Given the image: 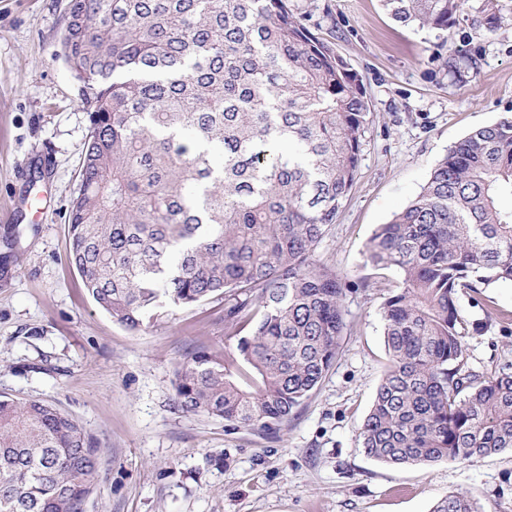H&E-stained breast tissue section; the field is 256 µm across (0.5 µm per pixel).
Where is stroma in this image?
Instances as JSON below:
<instances>
[{
  "instance_id": "stroma-1",
  "label": "stroma",
  "mask_w": 512,
  "mask_h": 512,
  "mask_svg": "<svg viewBox=\"0 0 512 512\" xmlns=\"http://www.w3.org/2000/svg\"><path fill=\"white\" fill-rule=\"evenodd\" d=\"M482 0L452 27L393 21L381 0H288L361 75L370 107L356 183L317 248L344 288L339 355L274 435L233 431L181 410L176 373L204 346L224 350V301L130 331L87 296L67 260L89 116L64 59L68 0H0V395L68 412L103 450L84 512H431L460 493L480 512H512V450L391 467L359 432L389 365L381 305L363 249L406 207L436 162L472 129L512 115V0L487 31ZM467 366L512 372V319L459 299Z\"/></svg>"
}]
</instances>
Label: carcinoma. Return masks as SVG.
I'll list each match as a JSON object with an SVG mask.
<instances>
[{
	"label": "carcinoma",
	"instance_id": "cac0c4a2",
	"mask_svg": "<svg viewBox=\"0 0 512 512\" xmlns=\"http://www.w3.org/2000/svg\"><path fill=\"white\" fill-rule=\"evenodd\" d=\"M446 29L465 0H381ZM497 0H483L489 31ZM65 61L90 114L69 263L114 323L140 330L224 296V354L177 373L187 412L274 433L336 361L345 319L316 249L359 171L363 80L288 0H69ZM512 117L448 149L416 198L364 246L394 270L389 367L363 421L389 466L512 449V373L466 370L459 298L512 281ZM102 449L68 413L0 395V512H83ZM433 512H479L450 494Z\"/></svg>",
	"mask_w": 512,
	"mask_h": 512
}]
</instances>
